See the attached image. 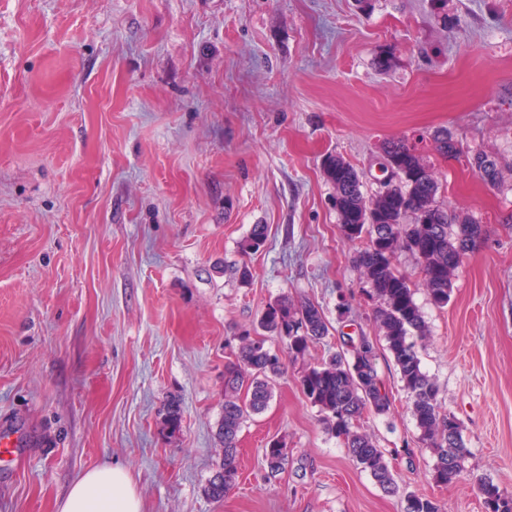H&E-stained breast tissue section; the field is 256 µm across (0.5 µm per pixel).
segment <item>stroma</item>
<instances>
[{
	"label": "stroma",
	"instance_id": "obj_1",
	"mask_svg": "<svg viewBox=\"0 0 512 512\" xmlns=\"http://www.w3.org/2000/svg\"><path fill=\"white\" fill-rule=\"evenodd\" d=\"M0 0V512H58L73 482L123 467L142 512H485L479 478L512 497V0ZM388 69H380L379 59ZM445 127L462 155L437 154ZM415 143L437 201L485 224L434 306L411 253L429 329L424 369L471 456L432 478L393 359V401L364 428L401 492L380 490L326 431L300 378L345 334L382 335L332 205L322 159L388 175L383 147ZM498 158L486 185L468 163ZM255 224L265 246L245 255ZM247 263L249 284L227 273ZM322 310L326 346L286 363L239 433L224 498L205 488L223 445L224 363L277 298ZM181 424H164L168 400ZM273 438L289 452L265 477Z\"/></svg>",
	"mask_w": 512,
	"mask_h": 512
}]
</instances>
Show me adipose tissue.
<instances>
[{
    "label": "adipose tissue",
    "instance_id": "ef3b65f1",
    "mask_svg": "<svg viewBox=\"0 0 512 512\" xmlns=\"http://www.w3.org/2000/svg\"><path fill=\"white\" fill-rule=\"evenodd\" d=\"M59 512H141V503L127 471L103 464L73 483Z\"/></svg>",
    "mask_w": 512,
    "mask_h": 512
}]
</instances>
